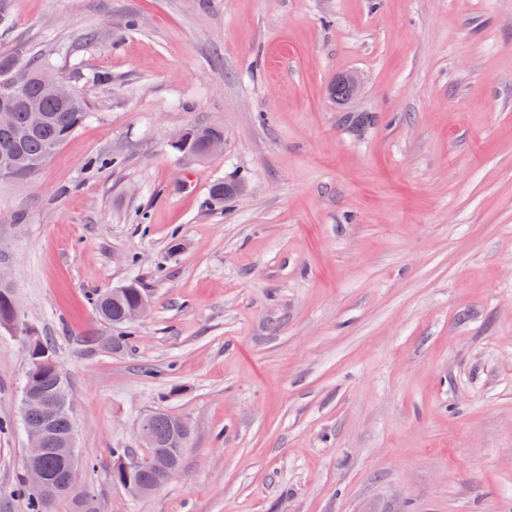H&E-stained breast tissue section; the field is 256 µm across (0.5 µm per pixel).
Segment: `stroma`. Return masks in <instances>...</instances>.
I'll use <instances>...</instances> for the list:
<instances>
[{
  "label": "stroma",
  "mask_w": 512,
  "mask_h": 512,
  "mask_svg": "<svg viewBox=\"0 0 512 512\" xmlns=\"http://www.w3.org/2000/svg\"><path fill=\"white\" fill-rule=\"evenodd\" d=\"M10 12L0 52L52 59L92 117L35 180L0 183L20 306L0 334V512H27L29 331L76 407L82 464L53 512H512V0ZM191 125L223 128V153L175 150ZM237 176L246 192L212 204ZM131 281L152 307L116 349L91 298ZM156 411L192 434L135 500L112 451L142 453Z\"/></svg>",
  "instance_id": "1"
}]
</instances>
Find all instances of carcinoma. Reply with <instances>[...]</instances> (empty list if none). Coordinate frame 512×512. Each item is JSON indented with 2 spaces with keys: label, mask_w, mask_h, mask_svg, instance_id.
Listing matches in <instances>:
<instances>
[{
  "label": "carcinoma",
  "mask_w": 512,
  "mask_h": 512,
  "mask_svg": "<svg viewBox=\"0 0 512 512\" xmlns=\"http://www.w3.org/2000/svg\"><path fill=\"white\" fill-rule=\"evenodd\" d=\"M25 69L31 75L28 94L41 102L40 119L32 115L19 101L11 102L12 125L0 126V149L7 144L18 143L31 161L27 171L9 170L0 165V182H24L32 179L51 159L79 127L90 117L87 104L81 95L64 103L47 93V86L57 80L47 59L30 55L22 50L0 53V83L13 71ZM224 139V130L219 127L190 126L185 128L184 140L175 148L186 155H198L210 141ZM144 290L134 283L95 293L94 307L105 322L126 328L125 335L113 337V345L121 346L132 339L136 322L130 314L136 307ZM27 351L37 353L28 357L23 387L35 390L58 403L46 411L41 408L29 409L22 424H42L48 430L49 449L40 461L41 467L55 480L64 476V461L57 451L58 443L75 432V421L65 407L70 392L69 384L57 365L54 346L38 337L28 338ZM154 435L155 447L152 452H162L181 465L184 444L176 436L177 417L162 411L152 412L143 417ZM157 472L150 466L126 471L117 468L113 478L120 484L127 481L149 485L155 481ZM55 500L32 491L27 493L28 512H53Z\"/></svg>",
  "instance_id": "obj_1"
}]
</instances>
